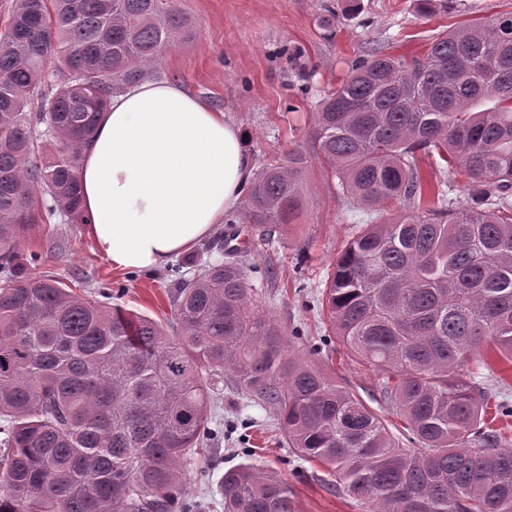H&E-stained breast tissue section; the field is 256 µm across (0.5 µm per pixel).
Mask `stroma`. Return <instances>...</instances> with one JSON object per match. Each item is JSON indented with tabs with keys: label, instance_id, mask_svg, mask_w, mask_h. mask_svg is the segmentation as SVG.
I'll return each mask as SVG.
<instances>
[{
	"label": "stroma",
	"instance_id": "1",
	"mask_svg": "<svg viewBox=\"0 0 512 512\" xmlns=\"http://www.w3.org/2000/svg\"><path fill=\"white\" fill-rule=\"evenodd\" d=\"M178 3L193 22L194 35L168 51L147 77L179 83L228 113L244 132L258 169L289 151L309 150L316 102L362 51L377 46L393 55H418L443 30L512 12V0H446L444 10L427 18L414 13L412 0H357L353 13L347 0ZM329 7L339 21L328 38L317 19ZM294 48L300 49V58H291ZM305 70L311 73L310 94L306 101L290 104L288 87ZM336 185L317 160H310L300 183L303 206L292 223L273 240L243 235L235 245L239 260L251 271L252 302L284 327L288 352L371 403L379 397L378 374L329 337L318 301L338 253L363 225L382 217L344 201ZM24 248L41 254L40 273L60 278L81 294L113 287L112 306L165 326L171 322V266L191 278L203 264L221 258L199 245L169 266L115 270L94 250L83 224L58 214L48 216ZM208 415L223 427V438L203 444L181 467L182 496L201 503L202 512H224V473L245 461L284 478L293 489L297 512H365L363 505L336 491L320 463L297 458L272 414L235 393L231 375L216 381Z\"/></svg>",
	"mask_w": 512,
	"mask_h": 512
}]
</instances>
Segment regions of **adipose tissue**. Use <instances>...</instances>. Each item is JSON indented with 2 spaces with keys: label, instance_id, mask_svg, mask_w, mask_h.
<instances>
[{
  "label": "adipose tissue",
  "instance_id": "ef3b65f1",
  "mask_svg": "<svg viewBox=\"0 0 512 512\" xmlns=\"http://www.w3.org/2000/svg\"><path fill=\"white\" fill-rule=\"evenodd\" d=\"M83 155L86 232L122 270L164 266L207 239L253 175L240 128L169 81L113 96Z\"/></svg>",
  "mask_w": 512,
  "mask_h": 512
}]
</instances>
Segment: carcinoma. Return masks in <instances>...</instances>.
<instances>
[{
    "mask_svg": "<svg viewBox=\"0 0 512 512\" xmlns=\"http://www.w3.org/2000/svg\"><path fill=\"white\" fill-rule=\"evenodd\" d=\"M192 37L176 0H16L0 35V512H171L181 461L224 433L209 426L207 377L226 370L367 512H512V448L474 381L493 354L512 363V14L458 25L421 56L372 47L314 112L315 157L341 198L381 211L433 197L366 225L322 299L415 448L288 353L222 236L205 250L229 260L191 279L172 269V335L100 291L24 272L41 263L21 247L45 214L79 219L82 146L112 95ZM50 65L63 79L47 95ZM309 159L263 167L226 223L268 237L290 223ZM459 167L465 203L451 197ZM223 495L224 512H296L288 482L251 462L224 473Z\"/></svg>",
    "mask_w": 512,
    "mask_h": 512,
    "instance_id": "obj_1",
    "label": "carcinoma"
}]
</instances>
